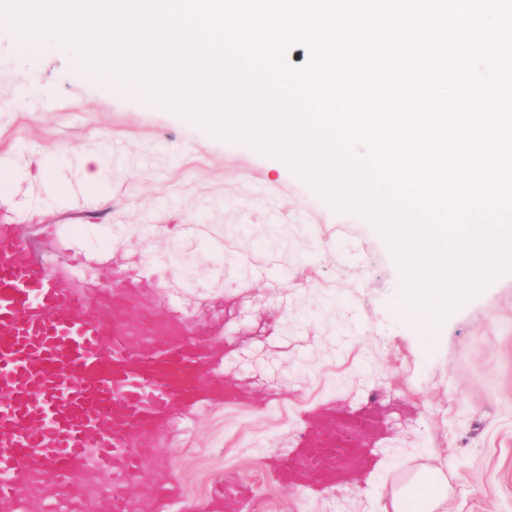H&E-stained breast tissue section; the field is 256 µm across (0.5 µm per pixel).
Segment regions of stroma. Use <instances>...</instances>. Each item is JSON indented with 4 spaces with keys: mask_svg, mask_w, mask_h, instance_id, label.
Instances as JSON below:
<instances>
[{
    "mask_svg": "<svg viewBox=\"0 0 512 512\" xmlns=\"http://www.w3.org/2000/svg\"><path fill=\"white\" fill-rule=\"evenodd\" d=\"M84 71L74 48L33 51L0 30V170L27 172L0 214L35 247L43 225L67 224L107 256L119 243L146 250L183 283L186 316L223 319L224 375L246 399L200 412L160 449L188 498L205 501L228 475L248 493L244 512H379L426 470L441 473L447 512H512V272L424 341L369 219L336 211L283 159ZM98 221L111 233L93 234ZM184 224L199 235L182 237ZM248 249L275 258L279 288L239 263ZM368 390L390 414L373 484L315 496L269 480L266 458L287 452L311 405Z\"/></svg>",
    "mask_w": 512,
    "mask_h": 512,
    "instance_id": "35a3bbf8",
    "label": "stroma"
}]
</instances>
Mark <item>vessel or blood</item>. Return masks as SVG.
<instances>
[{
  "label": "vessel or blood",
  "instance_id": "b4317fda",
  "mask_svg": "<svg viewBox=\"0 0 512 512\" xmlns=\"http://www.w3.org/2000/svg\"><path fill=\"white\" fill-rule=\"evenodd\" d=\"M178 286L119 250L110 283L78 284L0 224V512H89L86 485L100 476L112 489L99 512H139L126 491L165 428L240 403L224 377L223 328L183 319ZM384 422L370 401L313 407L270 475L285 491L315 494L368 478ZM181 495L167 476L149 492L158 503ZM245 495L227 480L212 501L240 512Z\"/></svg>",
  "mask_w": 512,
  "mask_h": 512
}]
</instances>
